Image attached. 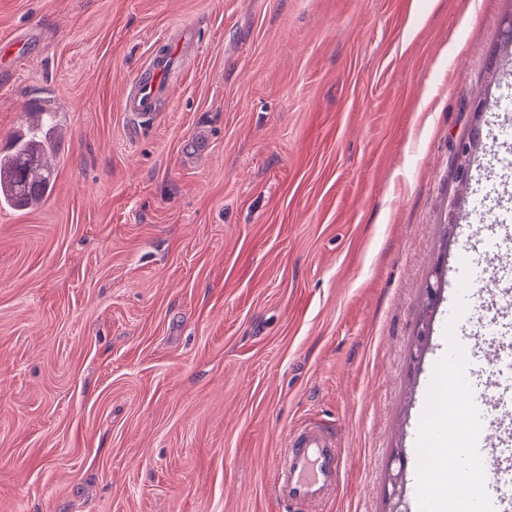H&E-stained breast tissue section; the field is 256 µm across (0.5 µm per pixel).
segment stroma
<instances>
[{"label":"stroma","instance_id":"stroma-1","mask_svg":"<svg viewBox=\"0 0 512 512\" xmlns=\"http://www.w3.org/2000/svg\"><path fill=\"white\" fill-rule=\"evenodd\" d=\"M512 0H0V149L52 112L56 181L0 207V512H284L293 427L345 454L325 512H389L449 342L507 306ZM198 43L155 122L123 93ZM479 137L468 190L456 149ZM456 205L459 224L448 222ZM443 288L414 361L426 288ZM475 296L445 341L453 278ZM164 40L162 48L149 57L122 99V112H127L138 125L149 126L154 122L167 95L168 79L175 73L177 59L185 56L189 48L197 47L192 31L186 28L177 29Z\"/></svg>","mask_w":512,"mask_h":512}]
</instances>
